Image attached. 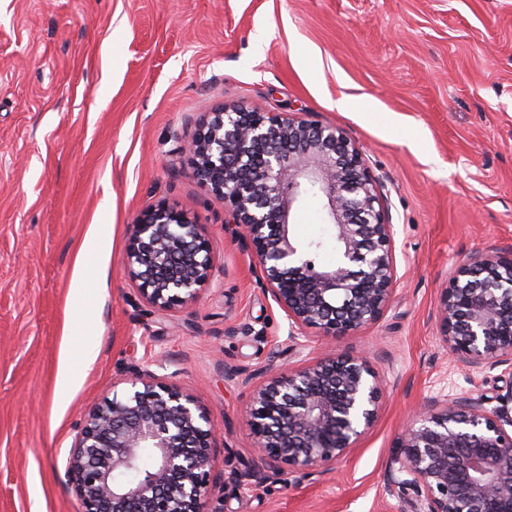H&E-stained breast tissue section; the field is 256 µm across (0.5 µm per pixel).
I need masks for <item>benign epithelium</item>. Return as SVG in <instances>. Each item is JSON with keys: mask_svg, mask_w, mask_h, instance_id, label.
Segmentation results:
<instances>
[{"mask_svg": "<svg viewBox=\"0 0 512 512\" xmlns=\"http://www.w3.org/2000/svg\"><path fill=\"white\" fill-rule=\"evenodd\" d=\"M194 178L224 206L226 223L256 254L267 292L295 327L328 338L378 321L396 283L394 229L364 154L343 130L295 113L221 107L184 139ZM322 201L336 263H316L322 243L291 229L307 194ZM128 272L163 315L199 302L214 277L202 226L158 203L133 224ZM440 336L471 367L512 361V255L464 257L438 300ZM252 384L244 423L255 438L252 474L328 467L374 425L384 391L363 355L326 353L289 367L275 361ZM130 390L83 415L66 475L84 512H208L216 423L180 386L149 367ZM493 412L469 397L429 400L404 425L394 459L400 491L424 493L422 512H512V384ZM152 464L140 469L144 453Z\"/></svg>", "mask_w": 512, "mask_h": 512, "instance_id": "benign-epithelium-1", "label": "benign epithelium"}]
</instances>
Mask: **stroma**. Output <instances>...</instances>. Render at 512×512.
Wrapping results in <instances>:
<instances>
[{"instance_id":"35a3bbf8","label":"stroma","mask_w":512,"mask_h":512,"mask_svg":"<svg viewBox=\"0 0 512 512\" xmlns=\"http://www.w3.org/2000/svg\"><path fill=\"white\" fill-rule=\"evenodd\" d=\"M222 105L306 115L364 153L394 226L379 321L331 344L290 327L181 152ZM160 202L215 257L202 302L164 316L126 265ZM292 223L306 243L331 235L312 196ZM493 248L512 252V0H0V512H83L66 476L82 414L156 360L222 430L209 512H416L388 479L408 416L462 396L491 411L512 382V364L451 356L437 322L457 263ZM329 344L368 354L377 422L328 471L247 479L232 372Z\"/></svg>"}]
</instances>
